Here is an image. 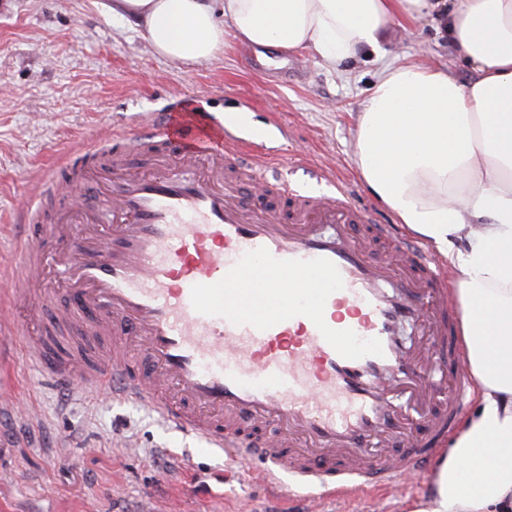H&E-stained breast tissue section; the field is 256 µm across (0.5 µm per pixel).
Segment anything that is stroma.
<instances>
[{"mask_svg": "<svg viewBox=\"0 0 512 512\" xmlns=\"http://www.w3.org/2000/svg\"><path fill=\"white\" fill-rule=\"evenodd\" d=\"M112 2L0 0V290L17 274L10 227L23 201L39 204L42 172L109 131L134 134L143 114L172 98L287 128L312 166L334 165L354 202L394 223L354 165L374 55L333 68L299 51L282 80L284 50L231 39L211 62L187 67L156 55L137 20L114 13ZM412 29L392 27L387 61L472 79L445 33L427 20ZM10 342L0 334V512H254L264 502L263 488L247 481L225 486L217 501L186 497L187 479L223 470V457L137 403L42 388L34 371L5 356Z\"/></svg>", "mask_w": 512, "mask_h": 512, "instance_id": "1", "label": "stroma"}]
</instances>
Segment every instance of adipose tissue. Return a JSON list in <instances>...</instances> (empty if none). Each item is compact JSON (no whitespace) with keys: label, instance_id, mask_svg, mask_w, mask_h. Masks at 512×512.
Returning a JSON list of instances; mask_svg holds the SVG:
<instances>
[{"label":"adipose tissue","instance_id":"obj_1","mask_svg":"<svg viewBox=\"0 0 512 512\" xmlns=\"http://www.w3.org/2000/svg\"><path fill=\"white\" fill-rule=\"evenodd\" d=\"M161 57L212 61L226 37L335 67L384 56L395 24L430 19L475 77L383 65L356 118L354 163L397 223L447 259L466 311L477 407L426 512H512V0H115ZM466 240L458 248V240Z\"/></svg>","mask_w":512,"mask_h":512}]
</instances>
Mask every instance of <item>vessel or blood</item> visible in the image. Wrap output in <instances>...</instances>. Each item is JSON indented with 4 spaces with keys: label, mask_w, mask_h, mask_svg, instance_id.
<instances>
[{
    "label": "vessel or blood",
    "mask_w": 512,
    "mask_h": 512,
    "mask_svg": "<svg viewBox=\"0 0 512 512\" xmlns=\"http://www.w3.org/2000/svg\"><path fill=\"white\" fill-rule=\"evenodd\" d=\"M145 148L152 172L131 173L128 151ZM98 151L47 169L43 193L87 191ZM112 151L97 213L66 209L19 240L23 276L0 324L41 385L135 401L276 492L302 493L307 512L433 478L473 393L446 262L354 203L334 167L317 170L330 194L271 179L280 147L179 98L134 137L113 131Z\"/></svg>",
    "instance_id": "obj_1"
}]
</instances>
